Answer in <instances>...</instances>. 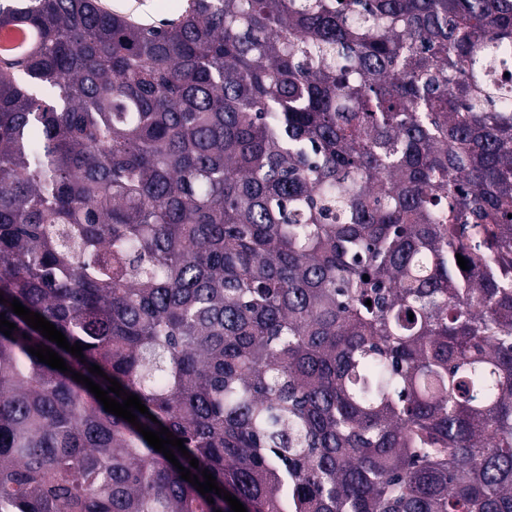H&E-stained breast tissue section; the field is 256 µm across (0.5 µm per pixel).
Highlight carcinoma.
<instances>
[{"label": "carcinoma", "mask_w": 512, "mask_h": 512, "mask_svg": "<svg viewBox=\"0 0 512 512\" xmlns=\"http://www.w3.org/2000/svg\"><path fill=\"white\" fill-rule=\"evenodd\" d=\"M190 2L0 0V512H231L93 364L247 512H512V0ZM39 40L38 34L30 29L14 28L9 33H2L0 49L4 55L13 58L25 57Z\"/></svg>", "instance_id": "carcinoma-1"}]
</instances>
